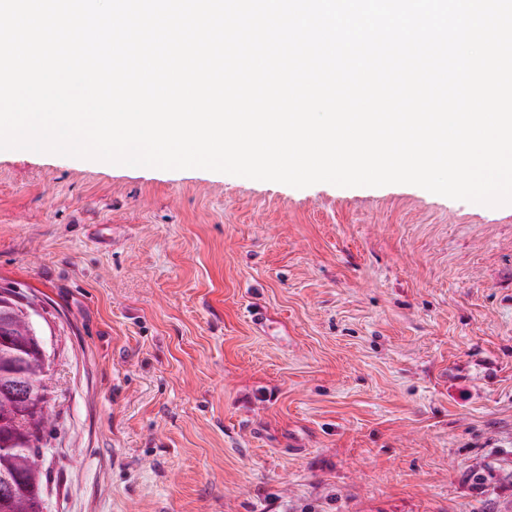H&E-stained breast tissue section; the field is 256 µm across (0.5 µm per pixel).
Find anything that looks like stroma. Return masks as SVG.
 I'll list each match as a JSON object with an SVG mask.
<instances>
[{
	"label": "stroma",
	"mask_w": 512,
	"mask_h": 512,
	"mask_svg": "<svg viewBox=\"0 0 512 512\" xmlns=\"http://www.w3.org/2000/svg\"><path fill=\"white\" fill-rule=\"evenodd\" d=\"M1 290L46 512H512V204L0 150Z\"/></svg>",
	"instance_id": "1"
}]
</instances>
